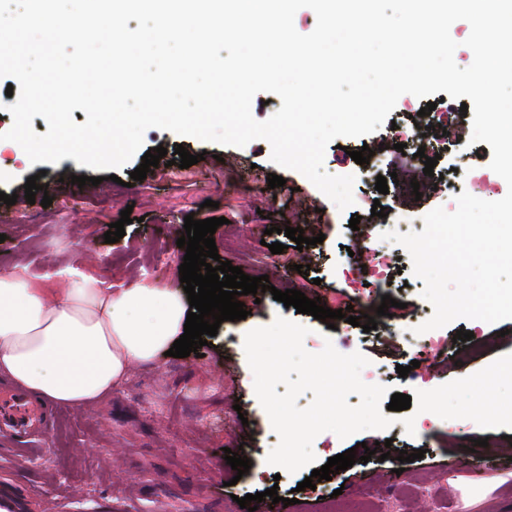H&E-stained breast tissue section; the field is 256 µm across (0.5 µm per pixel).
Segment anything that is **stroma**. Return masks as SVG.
I'll use <instances>...</instances> for the list:
<instances>
[{
	"mask_svg": "<svg viewBox=\"0 0 512 512\" xmlns=\"http://www.w3.org/2000/svg\"><path fill=\"white\" fill-rule=\"evenodd\" d=\"M439 100L436 94L427 100L399 98L391 124L329 144L325 171L358 177L362 167L350 154L366 145L385 172L405 180L407 165L390 146L391 126L408 122L426 102ZM451 129L469 154L449 153L437 168L455 170L465 191L482 197L473 181L490 175L492 154L483 143H471V121L452 123ZM179 145L198 156V163L184 169L161 164L145 180L134 182L130 174L141 163L136 157L116 169L115 179L80 187L71 183V176L93 177L96 169L66 159L34 164L19 144L8 142L0 151V192L17 200L12 205L0 201V234L5 237L0 273L20 262L31 276L49 282L62 268L86 266L117 287L142 276L176 287L185 255L176 241L185 234V216H222L226 223L214 234L220 259L246 275L268 276L275 288L300 290L325 307L337 295L372 316L386 294L400 306L383 317L382 328L366 333L343 319L328 328L326 321L271 299L245 319L222 322L199 355L158 356L154 364L133 366L98 406L61 408L55 429L39 449L21 454L14 442L0 439V480L24 484L26 512H242L239 497L272 487L281 497H297L303 512H327L334 503L344 512H358L365 502L373 512H512V422L462 417L478 392L477 381L512 366V320L493 325L457 320L439 328V335L448 337L460 329L474 332L488 347L477 357L451 343L446 356L432 361L427 377L413 372L402 377L397 366L415 358L407 337L419 324L417 316L433 312L422 296L423 281L412 273L409 254L386 243V250L399 258V271L389 283L373 281L355 289L346 277L355 266L347 249L356 241L379 237L399 217H421L438 206L454 211L455 200L434 194L427 185L416 191L393 185L379 197L385 217L352 207L342 211L302 174L275 165L265 140L239 148L190 137L177 141L157 128L144 134L147 151L161 146L171 152ZM272 173L284 178V186H268ZM34 175L46 184L50 206L27 202L24 185ZM127 208L134 223L126 225L118 242H106L110 224ZM354 215L361 218L355 230L349 226ZM285 226L302 228L308 238L321 233L325 239L301 251L282 235ZM274 242L284 244L282 253H271ZM298 261L308 265V274L295 270ZM279 317L308 328V352H320L330 342L340 353H361L371 368L386 369L393 392L411 398L410 408L396 412L395 423L386 430L361 431L345 439L320 433L312 443L319 463L351 448L358 459L331 480L302 491L297 485L310 476L311 467L289 473L267 461L279 436L257 398L244 350L250 330ZM475 439L488 442L476 460L468 451ZM386 440L394 450L421 449L425 455L406 465L393 457L366 455V448ZM236 447L252 463L242 476L225 460L226 449ZM394 469L401 472L399 482L385 483Z\"/></svg>",
	"mask_w": 512,
	"mask_h": 512,
	"instance_id": "1",
	"label": "stroma"
}]
</instances>
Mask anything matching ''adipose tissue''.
<instances>
[{
    "mask_svg": "<svg viewBox=\"0 0 512 512\" xmlns=\"http://www.w3.org/2000/svg\"><path fill=\"white\" fill-rule=\"evenodd\" d=\"M63 274L71 285L31 279L19 265L0 274V376L82 408L170 348L189 307L179 289L144 279L115 288L72 267Z\"/></svg>",
    "mask_w": 512,
    "mask_h": 512,
    "instance_id": "ef3b65f1",
    "label": "adipose tissue"
}]
</instances>
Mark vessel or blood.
<instances>
[{"mask_svg": "<svg viewBox=\"0 0 512 512\" xmlns=\"http://www.w3.org/2000/svg\"><path fill=\"white\" fill-rule=\"evenodd\" d=\"M55 423L54 408L22 393L0 391V435L29 446L49 435Z\"/></svg>", "mask_w": 512, "mask_h": 512, "instance_id": "1", "label": "vessel or blood"}]
</instances>
